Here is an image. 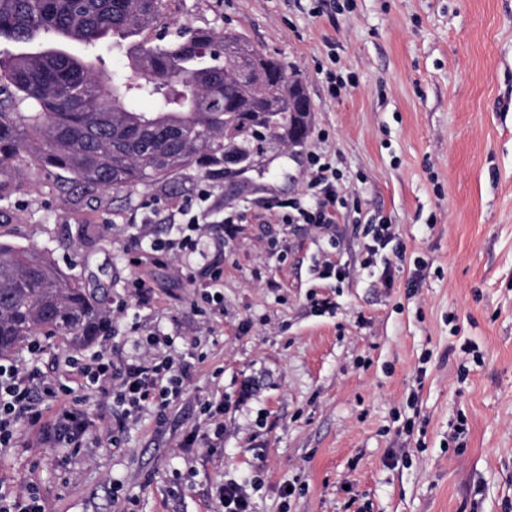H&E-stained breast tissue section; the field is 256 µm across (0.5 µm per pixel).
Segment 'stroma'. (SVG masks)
Wrapping results in <instances>:
<instances>
[{"instance_id":"35a3bbf8","label":"stroma","mask_w":512,"mask_h":512,"mask_svg":"<svg viewBox=\"0 0 512 512\" xmlns=\"http://www.w3.org/2000/svg\"><path fill=\"white\" fill-rule=\"evenodd\" d=\"M232 28L298 75L313 104L305 150L278 149L239 189L193 167L132 192L59 194L33 167L0 200V243L48 252L106 306L108 344L41 336L43 376L107 347L123 365L164 326L198 358L181 400L104 442L121 410L81 391L92 442L40 427L0 450V487L45 512H219L224 482L253 512H506L512 506V0H164L153 26ZM348 83L330 94L320 69ZM331 157L346 200L327 231L281 224L263 199L301 197L307 154ZM201 187L240 216L209 225L224 310L183 287L182 261L133 266L129 219ZM399 252L369 256L368 225ZM331 260L347 276L323 279ZM372 270H365V262ZM150 285L139 297L136 278ZM335 307L325 310L323 299ZM224 400L209 447L205 400Z\"/></svg>"}]
</instances>
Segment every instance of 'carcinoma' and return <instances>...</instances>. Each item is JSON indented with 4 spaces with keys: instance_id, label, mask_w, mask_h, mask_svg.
<instances>
[{
    "instance_id": "obj_1",
    "label": "carcinoma",
    "mask_w": 512,
    "mask_h": 512,
    "mask_svg": "<svg viewBox=\"0 0 512 512\" xmlns=\"http://www.w3.org/2000/svg\"><path fill=\"white\" fill-rule=\"evenodd\" d=\"M159 12L144 0H0V38L27 43L50 36L36 52L0 57V198L19 190L15 175L33 164L60 190L92 195L151 187L196 163L245 162L297 129L288 109V74L234 29L185 27L155 43L117 77L95 51L110 39L148 31ZM75 41L84 54L71 53ZM259 59L241 83L238 58ZM152 102L150 111L141 109ZM266 112L256 135L248 116ZM105 293L36 249L0 244V357L41 333L84 347L107 326Z\"/></svg>"
}]
</instances>
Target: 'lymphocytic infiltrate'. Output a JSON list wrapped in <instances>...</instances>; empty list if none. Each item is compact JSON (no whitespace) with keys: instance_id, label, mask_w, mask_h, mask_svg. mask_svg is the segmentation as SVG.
I'll use <instances>...</instances> for the list:
<instances>
[{"instance_id":"lymphocytic-infiltrate-1","label":"lymphocytic infiltrate","mask_w":512,"mask_h":512,"mask_svg":"<svg viewBox=\"0 0 512 512\" xmlns=\"http://www.w3.org/2000/svg\"><path fill=\"white\" fill-rule=\"evenodd\" d=\"M306 192L309 200L305 203L267 200L263 206L274 211L281 223L330 229L336 222V206L342 198L336 184V168L328 155L312 154ZM210 197V191L202 189L196 197L171 201L163 207L152 206L150 216L135 225L133 240L137 254L131 262L137 266L146 261L158 263L173 255L196 256L207 264V280H199L189 271L183 272L182 279L190 288L207 287L208 301L219 308L223 302L217 299L214 290L224 280V269L209 262L208 248L199 234L208 222L206 203ZM163 210L181 216L185 232L157 238L151 227L152 217ZM137 347L139 356L123 368H116L111 357L102 351L79 369L83 388L114 396L127 421L136 420L150 409L164 410L179 399L192 370L185 355L176 349L172 335L162 328H154L143 336ZM70 393L67 385L39 380L35 370L22 363L0 362V447H12L19 426L24 423L42 425L44 439L60 447H84L90 435L89 426L82 411L65 404L64 398ZM51 405L57 411L48 421L44 411Z\"/></svg>"}]
</instances>
